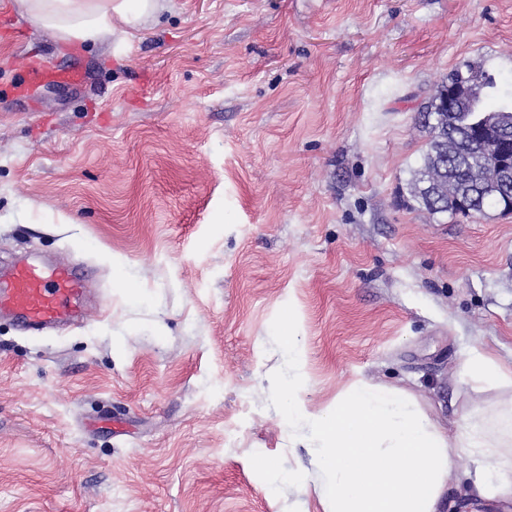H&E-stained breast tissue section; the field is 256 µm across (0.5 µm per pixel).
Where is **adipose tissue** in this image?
Wrapping results in <instances>:
<instances>
[{
  "mask_svg": "<svg viewBox=\"0 0 512 512\" xmlns=\"http://www.w3.org/2000/svg\"><path fill=\"white\" fill-rule=\"evenodd\" d=\"M172 0H16L18 11L64 43L128 40L133 29L170 9ZM288 377L279 384L288 404L279 416L293 445L323 476L304 470L288 479L321 512H439L455 460L474 464V488L482 497L512 501V444L488 424L485 413L464 414L454 431L444 430L406 392L352 383L331 402L316 407L300 396L304 351L293 324L284 327ZM467 382L480 388L512 385V364L484 346L471 348Z\"/></svg>",
  "mask_w": 512,
  "mask_h": 512,
  "instance_id": "adipose-tissue-1",
  "label": "adipose tissue"
}]
</instances>
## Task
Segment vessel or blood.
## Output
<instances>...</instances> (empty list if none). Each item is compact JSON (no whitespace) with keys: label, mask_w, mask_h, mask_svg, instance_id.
<instances>
[{"label":"vessel or blood","mask_w":512,"mask_h":512,"mask_svg":"<svg viewBox=\"0 0 512 512\" xmlns=\"http://www.w3.org/2000/svg\"><path fill=\"white\" fill-rule=\"evenodd\" d=\"M89 282V270L77 263H16L0 277V314L12 315L26 331L73 322L82 313Z\"/></svg>","instance_id":"obj_1"}]
</instances>
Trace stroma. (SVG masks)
I'll return each mask as SVG.
<instances>
[{"instance_id":"stroma-1","label":"stroma","mask_w":512,"mask_h":512,"mask_svg":"<svg viewBox=\"0 0 512 512\" xmlns=\"http://www.w3.org/2000/svg\"><path fill=\"white\" fill-rule=\"evenodd\" d=\"M468 60L512 82V0H174L81 47L0 0V269L95 285L69 327L0 318V512H316L269 384L287 316L312 404L362 380L449 428L499 409L464 368L478 344L512 362V213L407 189L417 113ZM32 66L86 79L15 94ZM472 472L444 512H512Z\"/></svg>"}]
</instances>
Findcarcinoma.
<instances>
[{
  "label": "carcinoma",
  "mask_w": 512,
  "mask_h": 512,
  "mask_svg": "<svg viewBox=\"0 0 512 512\" xmlns=\"http://www.w3.org/2000/svg\"><path fill=\"white\" fill-rule=\"evenodd\" d=\"M476 77L482 80L486 93L476 106L461 111L460 125L448 128L447 109L441 101L444 91L448 90L446 82L417 116L422 127L428 129L431 140L411 184V195L432 214H456L451 197L465 187L488 181L492 172L490 159L476 147L468 146L459 156L446 158L448 139L453 136L467 139L481 112L512 111V84L497 83L481 65ZM499 204L497 196L483 193L469 216L483 215L489 209L498 208Z\"/></svg>",
  "instance_id": "obj_1"
}]
</instances>
